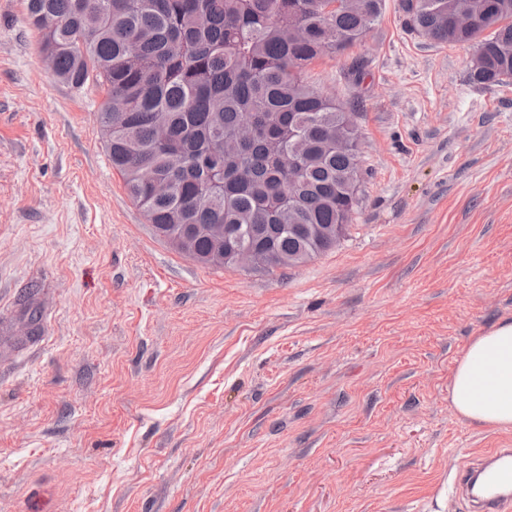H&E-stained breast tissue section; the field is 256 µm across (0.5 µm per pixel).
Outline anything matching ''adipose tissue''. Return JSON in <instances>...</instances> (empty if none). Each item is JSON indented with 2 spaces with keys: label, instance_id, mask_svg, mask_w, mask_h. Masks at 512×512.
Returning a JSON list of instances; mask_svg holds the SVG:
<instances>
[{
  "label": "adipose tissue",
  "instance_id": "adipose-tissue-1",
  "mask_svg": "<svg viewBox=\"0 0 512 512\" xmlns=\"http://www.w3.org/2000/svg\"><path fill=\"white\" fill-rule=\"evenodd\" d=\"M448 397L472 423L496 430L512 427V319L470 340L457 361Z\"/></svg>",
  "mask_w": 512,
  "mask_h": 512
}]
</instances>
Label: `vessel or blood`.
Listing matches in <instances>:
<instances>
[{
    "mask_svg": "<svg viewBox=\"0 0 512 512\" xmlns=\"http://www.w3.org/2000/svg\"><path fill=\"white\" fill-rule=\"evenodd\" d=\"M448 493L470 498L481 512H512V450L491 449L478 467L460 462L448 476Z\"/></svg>",
    "mask_w": 512,
    "mask_h": 512,
    "instance_id": "obj_1",
    "label": "vessel or blood"
}]
</instances>
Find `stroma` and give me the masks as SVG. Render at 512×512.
<instances>
[{
	"mask_svg": "<svg viewBox=\"0 0 512 512\" xmlns=\"http://www.w3.org/2000/svg\"><path fill=\"white\" fill-rule=\"evenodd\" d=\"M402 5L308 69L359 114L345 235L244 270L156 234L106 89L57 77L0 0V512H469L449 467L512 442L448 398L512 318V79L472 83L475 45Z\"/></svg>",
	"mask_w": 512,
	"mask_h": 512,
	"instance_id": "stroma-1",
	"label": "stroma"
}]
</instances>
